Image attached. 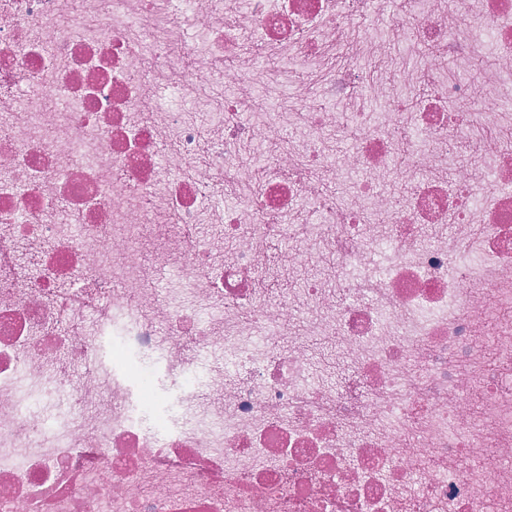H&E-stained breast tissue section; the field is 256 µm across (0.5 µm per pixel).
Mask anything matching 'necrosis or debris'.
<instances>
[{
	"label": "necrosis or debris",
	"instance_id": "obj_1",
	"mask_svg": "<svg viewBox=\"0 0 512 512\" xmlns=\"http://www.w3.org/2000/svg\"><path fill=\"white\" fill-rule=\"evenodd\" d=\"M413 4L0 0V512H512V0Z\"/></svg>",
	"mask_w": 512,
	"mask_h": 512
}]
</instances>
